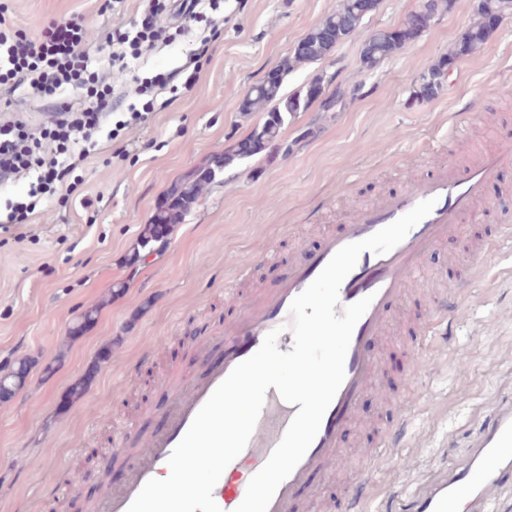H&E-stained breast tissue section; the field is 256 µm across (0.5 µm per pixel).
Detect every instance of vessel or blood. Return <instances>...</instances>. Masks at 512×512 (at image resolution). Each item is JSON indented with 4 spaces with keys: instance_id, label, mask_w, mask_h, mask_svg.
<instances>
[{
    "instance_id": "b4317fda",
    "label": "vessel or blood",
    "mask_w": 512,
    "mask_h": 512,
    "mask_svg": "<svg viewBox=\"0 0 512 512\" xmlns=\"http://www.w3.org/2000/svg\"><path fill=\"white\" fill-rule=\"evenodd\" d=\"M506 166H512V134L508 132L498 134L494 148L482 152L474 162L463 166L451 162L436 167L430 176H410L401 191L386 196L379 204L361 208L341 231L325 234L316 252L295 258L278 287L241 298L235 282L225 284L224 294L233 300V313L224 320L223 348L216 354L201 349L205 372L174 394L161 415V426L150 435L122 483L103 495L99 512H127L146 481L168 476L167 460L196 413L231 370L260 348L267 333L279 330V350L290 351V304L341 247L374 234L419 202L436 198L432 212L398 246L383 255L363 252L340 286L341 305L367 296L372 303L354 327L345 360V379L323 416L315 440L279 486L268 508V512H294L303 494L316 487L318 478L328 472L332 462L344 461L343 437L382 370L375 346L386 338L394 312L408 298L422 258L458 232L464 218L480 216L491 207L488 189ZM507 242H512L511 224L501 225L497 236L488 242L465 243L468 260L457 279L449 281L442 291H426L427 311L414 323L413 338L407 347L404 385H411L425 371V346L458 309L460 281L471 280L476 273L485 271L493 253ZM397 407V420L390 422L370 444L367 467L349 485L346 512H365L375 472L382 464L391 462L405 469L411 466V458L396 453L406 441L411 407L405 399ZM296 411V406L283 401L276 389L267 390L249 443L225 468L214 487L213 497L222 512H234L243 501L250 479L280 442ZM510 488L512 408L507 406L499 409L485 427L466 460L442 467L426 478L403 504L401 512H496L503 492Z\"/></svg>"
}]
</instances>
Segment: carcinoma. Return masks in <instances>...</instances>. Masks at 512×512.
<instances>
[{
  "label": "carcinoma",
  "instance_id": "obj_1",
  "mask_svg": "<svg viewBox=\"0 0 512 512\" xmlns=\"http://www.w3.org/2000/svg\"><path fill=\"white\" fill-rule=\"evenodd\" d=\"M454 7L455 0H422L420 8L410 13L402 26L395 29H376L368 33L360 48L363 68L367 71L379 69L389 58L429 28L435 14L445 15ZM508 13L512 14V0H478V21L457 38L448 53L428 68L432 77L431 89L426 92L419 87L414 91L413 98L432 99L438 96L444 87L448 68L478 52L494 32L489 19ZM369 15L370 8L364 0H342L335 11L322 23L310 29L298 41L291 54L280 61V79L259 83L244 94L240 110L263 111L265 115L262 121L228 153L215 158L211 164L197 170L192 177L174 184L158 203L150 223L129 255L128 266L137 267L146 256L166 245L173 228L185 220L192 206L200 199L203 187L213 183L217 173L223 171L231 162L250 158L264 151H279L282 128L288 117L296 112L307 111L322 89V74L319 73L299 91L286 93L283 90L285 77L300 64L328 59L340 43L361 28ZM29 371V363L20 360L7 374L0 376V397L8 399L14 395L15 389L26 383Z\"/></svg>",
  "mask_w": 512,
  "mask_h": 512
}]
</instances>
